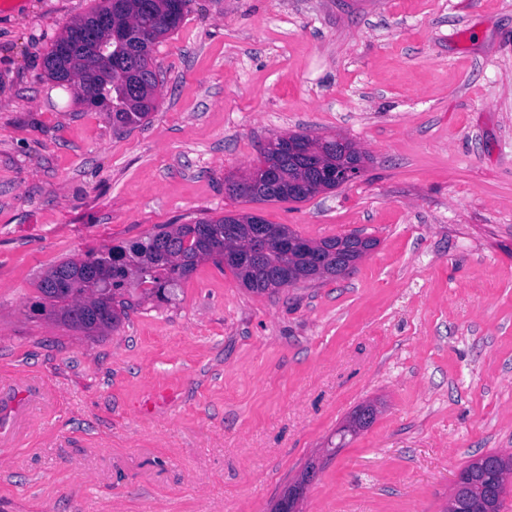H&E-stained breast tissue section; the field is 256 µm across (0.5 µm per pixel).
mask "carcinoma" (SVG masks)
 Returning a JSON list of instances; mask_svg holds the SVG:
<instances>
[{
    "instance_id": "cac0c4a2",
    "label": "carcinoma",
    "mask_w": 512,
    "mask_h": 512,
    "mask_svg": "<svg viewBox=\"0 0 512 512\" xmlns=\"http://www.w3.org/2000/svg\"><path fill=\"white\" fill-rule=\"evenodd\" d=\"M189 0H99L83 18L66 27L46 58L48 79L72 86L85 76L94 80L98 97L106 104L112 126L137 125L154 110L158 73L152 46L175 31ZM112 16L119 39L98 31L101 15ZM295 133L271 139L255 166L277 170L270 182L234 181L229 197L253 202H281L291 198V182L311 184L302 202L322 187L317 173L305 169L290 154ZM254 216L230 215L200 219L190 224H166L143 240L105 246L78 259H66L45 271L36 283L37 314L89 336H104L116 329L128 311L147 300H168L170 289L203 261L224 262V251L237 254L230 269L242 285L256 292H276L274 274L292 275V284L336 274V246L349 243V234L320 239L315 248L322 264L312 263L302 247L288 250L271 243L257 248L252 238Z\"/></svg>"
}]
</instances>
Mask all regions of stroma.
Masks as SVG:
<instances>
[{"label": "stroma", "instance_id": "obj_1", "mask_svg": "<svg viewBox=\"0 0 512 512\" xmlns=\"http://www.w3.org/2000/svg\"><path fill=\"white\" fill-rule=\"evenodd\" d=\"M93 5L0 10V512H268L311 461L302 512H444L512 453V0H189L124 130L45 74ZM292 133L368 162L229 198ZM243 213L377 245L272 293L202 262L104 336L31 310L64 259ZM347 154V151H345L344 158L339 161L336 159V154L332 155L331 158H333L336 161H333L332 164L334 167L326 166L325 163H321L317 165V168L319 169L321 175L323 178L332 180L334 184H324L323 187L334 189L336 188V183H339L343 180H349L351 178H354L355 176H358L361 171H353V165L350 164H344L345 156ZM336 182V183H335Z\"/></svg>", "mask_w": 512, "mask_h": 512}]
</instances>
